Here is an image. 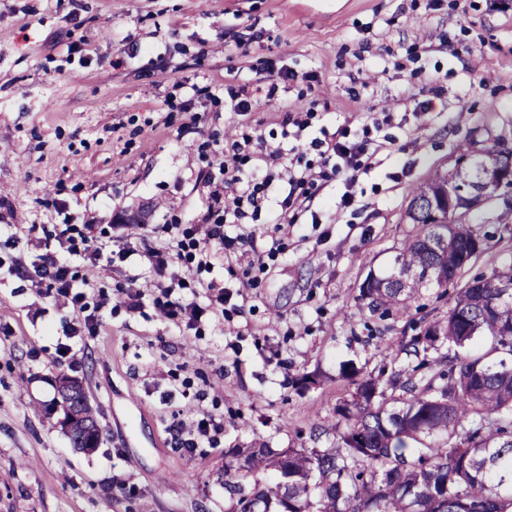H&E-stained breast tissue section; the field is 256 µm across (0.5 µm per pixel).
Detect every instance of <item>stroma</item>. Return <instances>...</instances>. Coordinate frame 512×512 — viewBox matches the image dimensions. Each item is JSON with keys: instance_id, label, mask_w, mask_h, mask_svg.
<instances>
[{"instance_id": "1", "label": "stroma", "mask_w": 512, "mask_h": 512, "mask_svg": "<svg viewBox=\"0 0 512 512\" xmlns=\"http://www.w3.org/2000/svg\"><path fill=\"white\" fill-rule=\"evenodd\" d=\"M288 111L304 126H284ZM232 131L255 136L239 175L267 180V200L225 225L235 255L175 261L184 299L229 293L221 322L191 328L156 310L142 245L198 224L219 158L197 147ZM334 139L367 142V167L282 214L279 170L257 154L316 172ZM465 140L512 147V0H0V512H227L228 449L330 447L311 429L350 396L343 364H412L408 320L359 287L417 233L413 188L452 173ZM478 211L487 252L448 289L423 287L414 318L446 319L471 276L512 264V210ZM56 224L92 225L102 245L71 260L88 310L107 304L95 333L29 272L59 250ZM63 374L98 420L92 452L47 415ZM206 416L217 444L175 448L173 418Z\"/></svg>"}]
</instances>
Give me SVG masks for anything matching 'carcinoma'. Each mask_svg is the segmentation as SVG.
I'll return each mask as SVG.
<instances>
[{"mask_svg": "<svg viewBox=\"0 0 512 512\" xmlns=\"http://www.w3.org/2000/svg\"><path fill=\"white\" fill-rule=\"evenodd\" d=\"M458 181L489 182L503 148L458 145ZM437 175L413 193L408 218L419 232L387 274L369 273L360 299L374 312L405 315L428 284L442 288L484 251L470 224L431 219ZM512 269L467 282L444 321L407 337L406 371L350 368L351 399L336 405L330 448H236L225 488L231 512H512ZM447 351H442V348ZM70 441L85 448L99 427L88 396L73 401ZM271 471L267 484L243 479Z\"/></svg>", "mask_w": 512, "mask_h": 512, "instance_id": "cac0c4a2", "label": "carcinoma"}]
</instances>
